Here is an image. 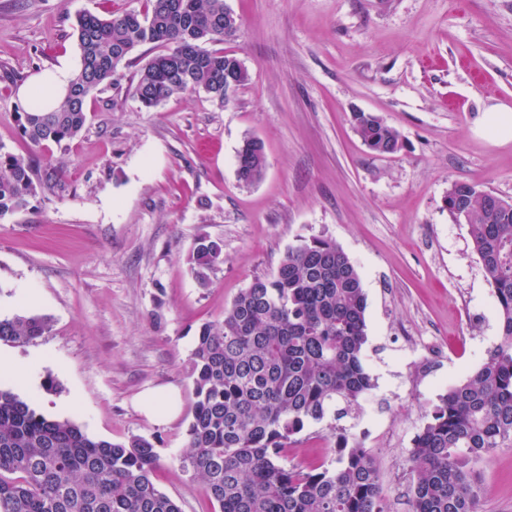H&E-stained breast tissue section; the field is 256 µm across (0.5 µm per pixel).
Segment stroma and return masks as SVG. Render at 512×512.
<instances>
[{
  "label": "stroma",
  "mask_w": 512,
  "mask_h": 512,
  "mask_svg": "<svg viewBox=\"0 0 512 512\" xmlns=\"http://www.w3.org/2000/svg\"><path fill=\"white\" fill-rule=\"evenodd\" d=\"M238 19L224 49L249 74L228 102L204 91L147 109L133 94L151 52L133 53L87 103L69 144L31 146L15 121L18 87L69 59L76 18L142 9L141 0H0V150L62 167L28 210L0 219V318L43 315L49 334L0 350L31 364V385L0 378L37 412L95 437L148 438L152 479L181 512H214L181 457L194 402L186 361L199 327L254 278L274 273L299 237L336 240L367 294L364 363L376 388L356 431L392 512H409L407 457L426 416L499 341L495 300L468 227L444 207L451 183L512 199V0H225ZM377 115L400 151L377 155L351 115ZM267 169L236 175L244 138ZM224 242L199 288L198 236ZM169 387L176 418L136 400ZM328 422L296 436L284 463H331ZM478 512H512V447L476 464Z\"/></svg>",
  "instance_id": "1"
}]
</instances>
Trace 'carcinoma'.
I'll list each match as a JSON object with an SVG mask.
<instances>
[{"instance_id": "cac0c4a2", "label": "carcinoma", "mask_w": 512, "mask_h": 512, "mask_svg": "<svg viewBox=\"0 0 512 512\" xmlns=\"http://www.w3.org/2000/svg\"><path fill=\"white\" fill-rule=\"evenodd\" d=\"M224 0H146L143 11L77 20L80 68L54 110L17 113L33 147L77 138L87 101L112 83L136 50L162 51L139 69L134 96L150 109L203 90L224 103V72L242 85L233 54L206 49L235 34ZM375 154L397 152L399 132L370 112L352 113ZM266 158L248 137L237 151V177L260 181ZM51 173L0 152V218L28 209ZM448 215L469 228L473 249L500 316V342L465 382L448 388L413 439L408 457L411 512H477L474 464L512 446V203L455 182ZM198 286L224 264L219 238H196L187 258ZM367 295L357 266L335 241L302 237L270 277L256 278L199 328L187 370L195 401L182 463L200 478L219 512H390L375 462L355 431L375 388L366 370ZM51 331L38 315L0 318V341L28 343ZM332 417L334 466L287 468L283 452L311 421ZM158 456L141 436L114 442L71 421L38 413L0 388V512H181L152 479Z\"/></svg>"}]
</instances>
